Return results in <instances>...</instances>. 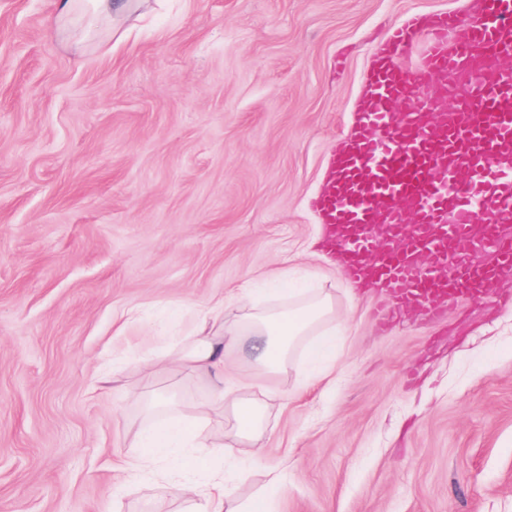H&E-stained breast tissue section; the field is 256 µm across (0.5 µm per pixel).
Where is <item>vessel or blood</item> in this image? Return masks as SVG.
<instances>
[{"mask_svg":"<svg viewBox=\"0 0 512 512\" xmlns=\"http://www.w3.org/2000/svg\"><path fill=\"white\" fill-rule=\"evenodd\" d=\"M474 5L394 29L314 201L348 280L432 318L512 275V0Z\"/></svg>","mask_w":512,"mask_h":512,"instance_id":"b4317fda","label":"vessel or blood"}]
</instances>
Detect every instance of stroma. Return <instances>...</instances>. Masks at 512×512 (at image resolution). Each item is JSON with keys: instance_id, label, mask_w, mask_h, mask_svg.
<instances>
[{"instance_id": "1", "label": "stroma", "mask_w": 512, "mask_h": 512, "mask_svg": "<svg viewBox=\"0 0 512 512\" xmlns=\"http://www.w3.org/2000/svg\"><path fill=\"white\" fill-rule=\"evenodd\" d=\"M470 20V0H141L52 25V0H0V512H196L132 474L146 405L202 440L229 433L205 375L143 367L201 316L275 278L330 294L334 383L301 351L277 373L227 356L266 432L234 458L247 504L280 471L278 512H512V276L442 320L349 294L312 201L368 72L409 17ZM113 369L111 390L99 379Z\"/></svg>"}]
</instances>
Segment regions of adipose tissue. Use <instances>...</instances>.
Returning a JSON list of instances; mask_svg holds the SVG:
<instances>
[{
  "label": "adipose tissue",
  "mask_w": 512,
  "mask_h": 512,
  "mask_svg": "<svg viewBox=\"0 0 512 512\" xmlns=\"http://www.w3.org/2000/svg\"><path fill=\"white\" fill-rule=\"evenodd\" d=\"M229 305L241 309L239 318L228 320L212 317L200 320L191 336L175 354L179 368L186 372H204L213 378L210 400L214 406L230 405L236 420L233 440L215 445L216 454L234 455L242 440H255L261 428L259 408L237 398L236 381L224 363L226 351L247 345L254 362L263 370L278 372L284 369L288 356L298 341H305V355L317 375H325L336 361V336L318 332L320 322L331 313L328 297L315 296L303 306L280 313L256 311L252 308L251 290L241 286L229 298ZM193 444V438L184 429L180 418L171 417L161 424L140 431L133 440L140 453L129 463L131 471L150 467L158 457H166L174 468H181L184 453ZM175 490L182 495L201 500L202 512H225L229 493L223 471H212L205 481L186 478Z\"/></svg>",
  "instance_id": "1"
}]
</instances>
